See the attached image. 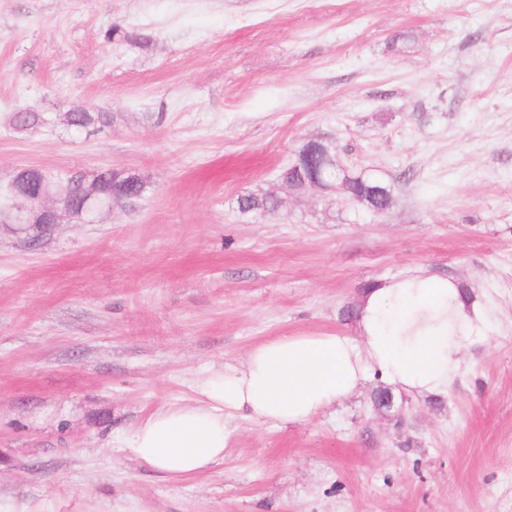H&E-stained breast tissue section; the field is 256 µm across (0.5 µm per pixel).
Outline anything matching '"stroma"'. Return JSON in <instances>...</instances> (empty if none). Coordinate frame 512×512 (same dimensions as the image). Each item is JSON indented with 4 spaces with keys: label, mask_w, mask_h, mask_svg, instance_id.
<instances>
[{
    "label": "stroma",
    "mask_w": 512,
    "mask_h": 512,
    "mask_svg": "<svg viewBox=\"0 0 512 512\" xmlns=\"http://www.w3.org/2000/svg\"><path fill=\"white\" fill-rule=\"evenodd\" d=\"M126 40L107 41L113 26ZM36 106L44 123L16 130ZM110 124L83 132L74 109ZM389 181L381 218L278 180L306 141ZM22 168L139 174L135 208L0 226V496L17 512H512V0H0V211ZM279 211L240 213L248 193ZM445 274L490 311L446 398L385 383L235 419L186 480L123 444L209 369L356 333L366 283Z\"/></svg>",
    "instance_id": "stroma-1"
}]
</instances>
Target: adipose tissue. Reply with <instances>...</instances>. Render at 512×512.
Listing matches in <instances>:
<instances>
[{"mask_svg":"<svg viewBox=\"0 0 512 512\" xmlns=\"http://www.w3.org/2000/svg\"><path fill=\"white\" fill-rule=\"evenodd\" d=\"M489 322L487 309L454 280L409 275L377 284L359 305L358 337L298 334L259 343L240 366L199 378L193 402L151 413L127 447L142 464L189 478L223 460L235 417L303 423L372 376L418 397L447 395L464 348Z\"/></svg>","mask_w":512,"mask_h":512,"instance_id":"ef3b65f1","label":"adipose tissue"}]
</instances>
